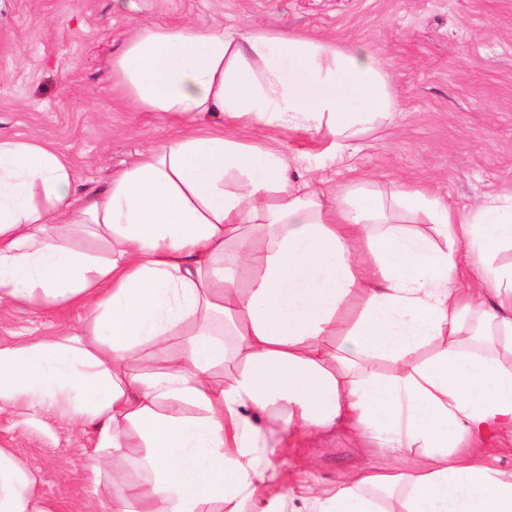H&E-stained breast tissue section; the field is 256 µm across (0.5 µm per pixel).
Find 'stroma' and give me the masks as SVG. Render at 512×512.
Returning a JSON list of instances; mask_svg holds the SVG:
<instances>
[{
	"label": "stroma",
	"mask_w": 512,
	"mask_h": 512,
	"mask_svg": "<svg viewBox=\"0 0 512 512\" xmlns=\"http://www.w3.org/2000/svg\"><path fill=\"white\" fill-rule=\"evenodd\" d=\"M146 24L325 36L380 57L396 111L345 160L320 134L224 128L241 142L276 141L292 174L321 189L421 187L461 211L512 196V0H0V138L48 141L79 189H106L176 131L166 114L133 109L112 77L114 54ZM83 317L76 307H0V343L74 332ZM92 446V428L76 426L63 404L0 412V448L17 449L56 512H86ZM267 455L282 474L263 496L275 512H298L304 486L391 465L367 432L291 435Z\"/></svg>",
	"instance_id": "35a3bbf8"
}]
</instances>
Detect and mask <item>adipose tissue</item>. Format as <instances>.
<instances>
[{
	"label": "adipose tissue",
	"instance_id": "1",
	"mask_svg": "<svg viewBox=\"0 0 512 512\" xmlns=\"http://www.w3.org/2000/svg\"><path fill=\"white\" fill-rule=\"evenodd\" d=\"M132 106L183 127L106 190L77 194L55 147L0 139V306H77V332L0 345V411L64 402L92 427V457L123 454L127 426L149 449L148 489L121 467L97 479L89 512H223L225 499L269 512L279 474L257 423L287 408L285 432L372 426L415 449L413 472L365 471L314 490V512H512V471L485 462L512 435V197L460 212L418 189L326 192L291 175L284 154L194 131L232 125L303 130L346 153L396 110L389 78L364 45L232 25H145L112 60ZM426 218L431 234L415 229ZM93 226L110 247L73 248L57 226ZM468 265L481 285L459 287ZM222 317L244 369L215 382ZM179 348L163 366L135 346ZM435 346L426 362L415 350ZM389 359L396 377H381ZM468 437L476 446L460 453ZM0 512H52L36 479L0 448Z\"/></svg>",
	"mask_w": 512,
	"mask_h": 512
}]
</instances>
